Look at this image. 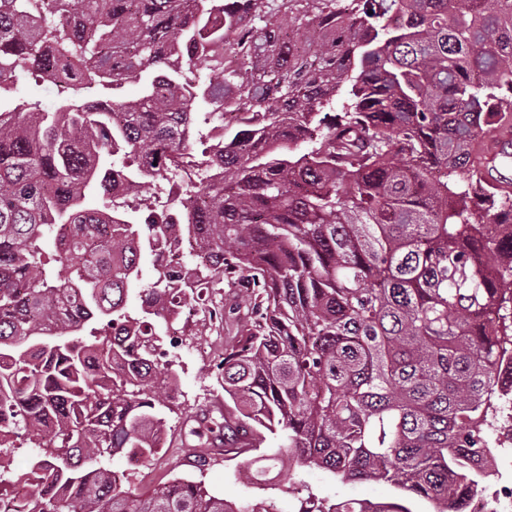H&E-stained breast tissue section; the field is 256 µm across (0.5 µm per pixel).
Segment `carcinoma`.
Returning <instances> with one entry per match:
<instances>
[{
	"label": "carcinoma",
	"mask_w": 512,
	"mask_h": 512,
	"mask_svg": "<svg viewBox=\"0 0 512 512\" xmlns=\"http://www.w3.org/2000/svg\"><path fill=\"white\" fill-rule=\"evenodd\" d=\"M19 72L73 101L0 108V459L37 448L0 478L28 501L0 491V512H278L189 477L134 493L99 465L163 448L157 324L225 283L241 302L197 323L247 308L216 364L224 407L184 443L257 453L240 480L286 451L388 482L382 512L485 493L475 462L512 393V183L486 175L489 134L512 135V0H0V100ZM171 236L196 273L151 260L130 312L140 244ZM357 510L311 494L297 512Z\"/></svg>",
	"instance_id": "1"
}]
</instances>
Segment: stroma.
I'll return each instance as SVG.
<instances>
[{"instance_id": "obj_1", "label": "stroma", "mask_w": 512, "mask_h": 512, "mask_svg": "<svg viewBox=\"0 0 512 512\" xmlns=\"http://www.w3.org/2000/svg\"><path fill=\"white\" fill-rule=\"evenodd\" d=\"M185 331L188 335L185 345L170 352L172 367L178 375L174 412L169 421L175 431L200 409L223 403L224 393L209 365V357L212 351L223 348L225 342L236 334L231 326L220 333L210 331L200 336L196 335L194 325H187ZM109 465L112 469L130 473L132 488L140 492L152 490L173 477L185 476L201 481L211 494L236 504L245 499L274 498L280 512H297L299 503L296 497L286 492L288 485L297 478L302 479L316 496L333 501L350 497L389 503L397 498L395 488L387 482L343 483L323 469L306 467L296 471L285 462L272 468L270 487L264 489L244 484L235 477L238 460L225 459L223 449L187 447L176 439L167 441L149 463L136 465L125 457L117 456L110 460Z\"/></svg>"}]
</instances>
